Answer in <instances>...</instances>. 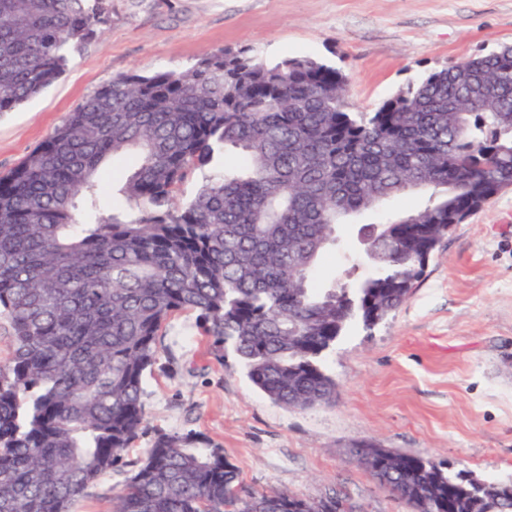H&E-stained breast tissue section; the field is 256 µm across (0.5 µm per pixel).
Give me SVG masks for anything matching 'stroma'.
<instances>
[{"instance_id":"35a3bbf8","label":"stroma","mask_w":512,"mask_h":512,"mask_svg":"<svg viewBox=\"0 0 512 512\" xmlns=\"http://www.w3.org/2000/svg\"><path fill=\"white\" fill-rule=\"evenodd\" d=\"M96 35L71 49L62 76L0 114V174L38 147L113 77L181 72L205 53L246 47L267 63L311 57L347 76L352 111L371 112L430 72L512 43V0H108ZM135 159L114 158L99 211ZM343 225L312 279L327 288L373 274L359 233ZM336 402L284 408L259 392L232 351L217 355L192 313L175 314L144 378L147 427L197 431L223 447L256 492L337 495L353 512H415L361 466L365 445L429 456L486 481L512 478V187L454 225L409 300L373 331L352 324L323 358Z\"/></svg>"}]
</instances>
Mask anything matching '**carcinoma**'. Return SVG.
<instances>
[{"label": "carcinoma", "instance_id": "carcinoma-1", "mask_svg": "<svg viewBox=\"0 0 512 512\" xmlns=\"http://www.w3.org/2000/svg\"><path fill=\"white\" fill-rule=\"evenodd\" d=\"M107 0H0V112L58 79ZM345 74L308 57L267 65L221 49L185 73L115 77L0 175V512H351L334 497L244 488L201 433H159L126 460L146 421L145 374L169 319L236 354L273 402L336 401L321 367L354 322L372 329L407 300L449 226L512 186V44L429 73L373 112L345 103ZM228 148L244 164L176 190ZM138 163L120 192L137 211L99 215L102 165ZM419 208L362 228L378 272L315 288L336 228L396 196ZM351 454L415 512H512V481L385 448ZM128 471L113 495L100 477Z\"/></svg>", "mask_w": 512, "mask_h": 512}]
</instances>
